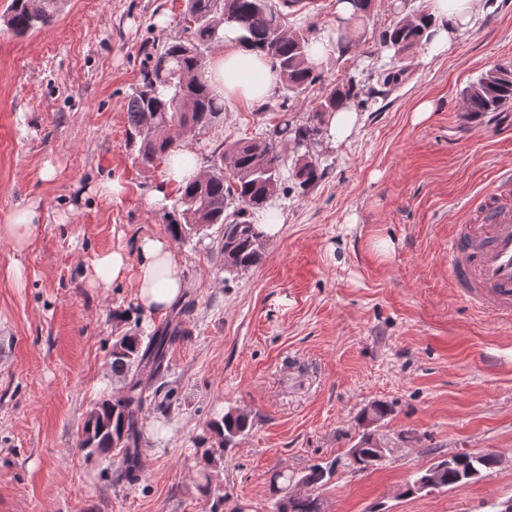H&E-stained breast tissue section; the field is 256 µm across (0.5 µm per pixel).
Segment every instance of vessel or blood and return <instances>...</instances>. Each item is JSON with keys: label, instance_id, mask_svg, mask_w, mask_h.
Instances as JSON below:
<instances>
[{"label": "vessel or blood", "instance_id": "b4317fda", "mask_svg": "<svg viewBox=\"0 0 512 512\" xmlns=\"http://www.w3.org/2000/svg\"><path fill=\"white\" fill-rule=\"evenodd\" d=\"M448 272L456 291L478 310L512 317V170L471 207L448 236Z\"/></svg>", "mask_w": 512, "mask_h": 512}]
</instances>
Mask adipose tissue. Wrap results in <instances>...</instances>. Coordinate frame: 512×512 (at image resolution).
<instances>
[{
    "label": "adipose tissue",
    "mask_w": 512,
    "mask_h": 512,
    "mask_svg": "<svg viewBox=\"0 0 512 512\" xmlns=\"http://www.w3.org/2000/svg\"><path fill=\"white\" fill-rule=\"evenodd\" d=\"M500 0H425L433 23L425 34L428 56L448 52L458 35L476 28L486 14L495 11ZM357 10L352 0H336L335 29L349 24ZM334 29V31H335ZM334 31H322L310 41L308 61L320 66L341 53ZM222 42L210 59L206 80L218 99H237L248 104L267 101L281 81L276 69L245 39L234 23L221 26ZM201 164L191 153L180 151L170 156L162 179L148 195V202L159 209L168 202L172 188L185 185L199 176ZM42 210L38 202L18 207L0 218V239L11 243L17 253H24L41 227ZM132 279L136 302L148 315L167 313L183 296L187 287L184 269L172 241L166 236L144 237L133 250H114L94 263L89 283L96 288Z\"/></svg>",
    "instance_id": "ef3b65f1"
}]
</instances>
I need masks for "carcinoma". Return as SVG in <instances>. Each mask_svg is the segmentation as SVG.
I'll return each mask as SVG.
<instances>
[{"label":"carcinoma","mask_w":512,"mask_h":512,"mask_svg":"<svg viewBox=\"0 0 512 512\" xmlns=\"http://www.w3.org/2000/svg\"><path fill=\"white\" fill-rule=\"evenodd\" d=\"M299 4L300 0H186L184 36L149 56L140 83L128 95L126 120L136 147L135 160L150 171L164 157L223 121L224 106L214 101L201 75L208 53L221 42L215 22L237 23L280 73L288 91L277 104L281 120L269 134L231 143L213 155L202 173L179 192L180 220L168 227L175 240L185 241L214 224L224 226L218 248L224 254V270L229 272L249 270L264 258L266 239L257 225L244 217L287 189L283 171L288 149L296 154L291 167L295 184L303 188L313 183L319 178L313 147L319 142L326 115L335 111L341 100L361 95L357 83L347 80L321 95L305 122L297 124L289 117L291 95L324 82L322 72L307 61L309 33L285 29L283 9ZM61 8L60 0H11L5 23L15 36L22 37L51 24ZM428 25L429 18L422 11L410 20L399 14L379 31L378 44L400 58L422 44ZM462 99L463 111L471 119L511 104L512 64H499L481 74L462 91ZM230 199L241 205L231 215L226 213ZM181 336L180 325L170 322L150 336L125 334L112 343L110 367L112 377L124 382L122 393L103 399L87 414L82 447L92 454L121 453V472L128 477L139 469L138 450L133 448L139 438V413L149 397L157 396L154 380L165 370L168 350ZM392 412V405L386 402L364 408L357 418L362 432L345 457L313 463L299 472L275 471L270 479L273 512H324L319 489L333 478L336 464L366 472L390 455L374 446L384 437L373 426ZM253 426L247 411L230 407L221 417L210 419L198 437L203 451L197 490L210 502L209 512H251L250 506L238 502L229 510L224 508L227 499L212 489V473L224 461V450ZM495 458L492 452L457 453L416 473L410 484L429 477L437 491L463 488L495 468Z\"/></svg>","instance_id":"obj_1"}]
</instances>
